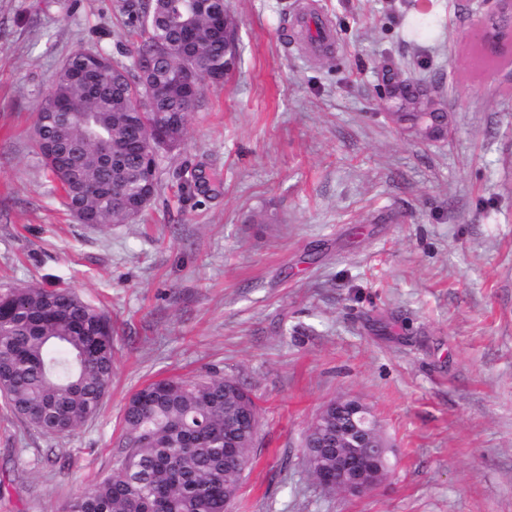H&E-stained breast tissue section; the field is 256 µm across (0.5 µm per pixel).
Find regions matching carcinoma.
<instances>
[{"label":"carcinoma","instance_id":"obj_1","mask_svg":"<svg viewBox=\"0 0 512 512\" xmlns=\"http://www.w3.org/2000/svg\"><path fill=\"white\" fill-rule=\"evenodd\" d=\"M228 14V28L216 17ZM128 24L140 41L129 61L115 63L95 52L106 72L71 74L93 56L73 51L39 94L34 143L43 165L64 192L76 218L98 227L132 220L159 191L146 155L163 136L180 145L189 117L216 72L230 78L241 65L237 22L230 0H147ZM196 70L188 94L185 69ZM166 95L135 106L149 87ZM442 92L409 76L399 111L439 112ZM66 152L68 172L49 157ZM110 317L78 294L40 286L0 293V383L11 411L52 435H70L99 411L115 364ZM260 409L233 376L199 374L151 381L134 392L123 411L122 451L112 473L66 501L61 512H226L241 474L224 458V444L240 446L249 464Z\"/></svg>","mask_w":512,"mask_h":512}]
</instances>
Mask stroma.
Returning <instances> with one entry per match:
<instances>
[{"label":"stroma","instance_id":"obj_1","mask_svg":"<svg viewBox=\"0 0 512 512\" xmlns=\"http://www.w3.org/2000/svg\"><path fill=\"white\" fill-rule=\"evenodd\" d=\"M135 0H0V291L66 288L115 328L112 385L67 436L0 398V512H56L108 474L145 383L205 370L260 407L231 512H512V67L471 68L478 0H230L240 69L207 84L135 221L78 223L33 142L38 95L74 50L125 60ZM327 20L317 55L293 25ZM442 84L451 134L381 114V68ZM208 185L180 196L181 171ZM265 208L273 224H247ZM359 398L393 445L365 494L321 489L307 431ZM294 23L296 27L309 26L312 29L313 42L309 45L310 52L319 53L334 50L336 39L333 29L318 18H313L310 12L302 11L298 13L294 18Z\"/></svg>","mask_w":512,"mask_h":512}]
</instances>
